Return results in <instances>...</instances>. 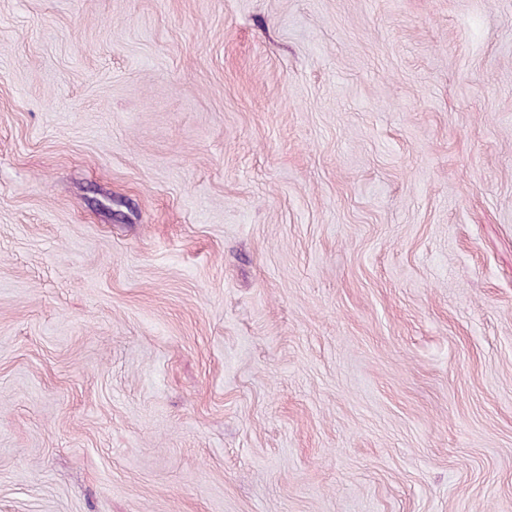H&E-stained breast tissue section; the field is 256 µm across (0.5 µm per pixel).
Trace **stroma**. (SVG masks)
<instances>
[{
	"mask_svg": "<svg viewBox=\"0 0 512 512\" xmlns=\"http://www.w3.org/2000/svg\"><path fill=\"white\" fill-rule=\"evenodd\" d=\"M0 512H512V0H0Z\"/></svg>",
	"mask_w": 512,
	"mask_h": 512,
	"instance_id": "obj_1",
	"label": "stroma"
}]
</instances>
